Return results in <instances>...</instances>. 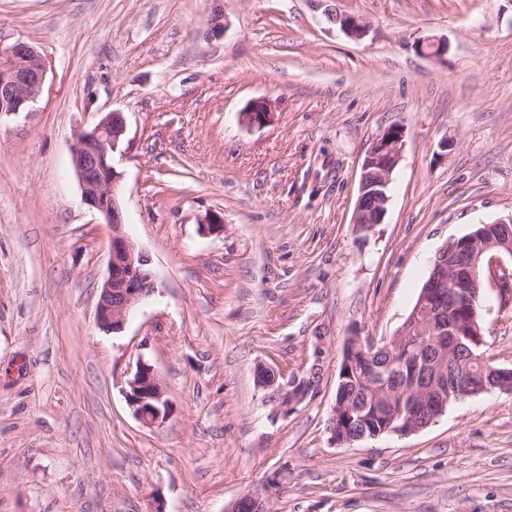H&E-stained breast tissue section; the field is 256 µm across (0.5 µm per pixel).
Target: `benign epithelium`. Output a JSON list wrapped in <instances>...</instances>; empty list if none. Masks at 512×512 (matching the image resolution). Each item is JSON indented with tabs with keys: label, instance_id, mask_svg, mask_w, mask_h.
Instances as JSON below:
<instances>
[{
	"label": "benign epithelium",
	"instance_id": "obj_1",
	"mask_svg": "<svg viewBox=\"0 0 512 512\" xmlns=\"http://www.w3.org/2000/svg\"><path fill=\"white\" fill-rule=\"evenodd\" d=\"M311 6L323 10L324 16L348 38L359 41L369 32L370 24L362 16L342 11L336 0H309ZM422 54L440 57L448 51V44L441 40L419 43ZM49 60L33 45L16 40L7 43L0 37V115L19 114L28 109L44 91ZM271 103L257 99L241 112L249 125L261 126L271 120ZM127 133L124 113L112 110L101 114L90 127L73 134L70 153L72 166L81 188L82 200L97 212L104 223L112 226L109 245L108 272L100 288L96 322L106 332H119L140 302L156 290L154 276L149 269V258L123 232L124 216L119 200L122 172L115 164L116 155L122 153ZM404 149V127L394 124L386 128L373 141L361 165L359 196L352 224L365 233L381 223L389 200L392 175ZM497 238L481 242L471 234L461 239L459 250L463 260L448 264L445 248L437 252L432 277L427 282L422 298L406 324L399 332L385 341L384 349L390 353L386 368L394 369L402 377L427 374L431 363L428 351L436 347L446 358L465 348L483 344L482 328L477 319L484 310L483 290L498 281L499 271L507 270L500 260L505 253L512 257V215L495 221ZM201 233L211 235L224 230V216L209 212L200 221ZM378 343L359 335L350 338L342 359V375L355 363V357L369 358V352ZM477 360L471 356L459 362V371L448 389V399L458 401L470 395L466 378L470 364ZM272 389L276 412L286 415L294 405L303 401L312 384L301 388L296 384H264ZM126 401L134 416L147 428L159 427L171 413V402L166 397L160 377L149 361L139 359L135 371L126 381ZM343 407L333 406L327 429L330 439L338 445L349 446L366 438V435L349 437L338 429L339 413ZM242 503L252 506L254 512H265L264 501L247 493L227 508L237 512Z\"/></svg>",
	"mask_w": 512,
	"mask_h": 512
}]
</instances>
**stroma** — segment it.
Segmentation results:
<instances>
[{
  "mask_svg": "<svg viewBox=\"0 0 512 512\" xmlns=\"http://www.w3.org/2000/svg\"><path fill=\"white\" fill-rule=\"evenodd\" d=\"M226 22L206 40L213 6ZM0 0V36L51 67L0 116V512H512V394L409 434L334 445L352 333L394 336L442 245L512 215V0ZM444 39L442 58L418 44ZM271 123L248 127L252 100ZM127 119L124 232L158 290L96 324L110 225L82 201L73 132ZM405 126L381 224L352 217L374 139ZM449 149H441L444 140ZM224 230H199L209 211ZM486 361L512 368V285L484 291ZM171 401L144 427L138 359ZM319 377L287 416L258 366ZM316 10L323 9L322 12L327 20L333 24L339 25V29L348 38L359 41L369 32L370 24L362 16L341 11L336 7L335 0H308ZM273 114L271 103L266 99L253 100L241 112L243 120L248 125L261 126L271 120ZM124 394L134 416L147 428L161 426L171 413V402L154 365L143 358L127 379Z\"/></svg>",
  "mask_w": 512,
  "mask_h": 512,
  "instance_id": "stroma-1",
  "label": "stroma"
}]
</instances>
